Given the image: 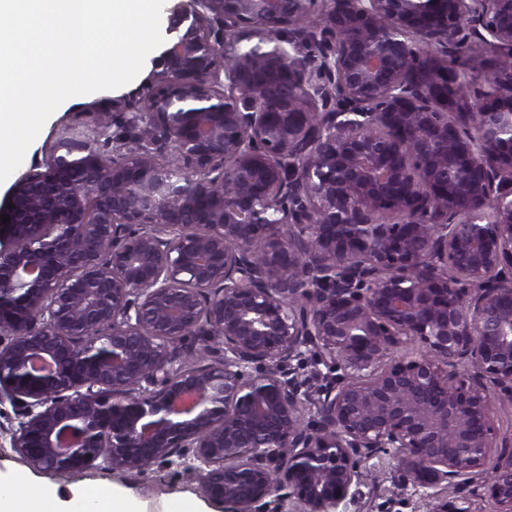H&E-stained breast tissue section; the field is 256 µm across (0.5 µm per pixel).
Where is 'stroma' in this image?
<instances>
[{"mask_svg": "<svg viewBox=\"0 0 512 512\" xmlns=\"http://www.w3.org/2000/svg\"><path fill=\"white\" fill-rule=\"evenodd\" d=\"M152 62H145L140 74L126 86L109 91L75 96L65 100L49 117L36 139L28 147L22 164L0 183V206H6L14 184L35 165L44 163L54 145L68 128L93 125L97 113H110L107 137L127 134V103L143 85L150 83ZM18 423L10 402L0 403V476L21 479L25 488L41 491L58 489L62 499L94 491L108 485L114 496L132 502L137 512H171L183 500L193 502L197 512H216L200 493L197 481L188 476H173L164 470L146 473L112 472L91 468L80 474L44 472L33 469L10 445V432ZM367 472L362 495L349 503L346 512H431L432 502L412 489L403 488L402 475L391 455L379 453L363 465Z\"/></svg>", "mask_w": 512, "mask_h": 512, "instance_id": "35a3bbf8", "label": "stroma"}]
</instances>
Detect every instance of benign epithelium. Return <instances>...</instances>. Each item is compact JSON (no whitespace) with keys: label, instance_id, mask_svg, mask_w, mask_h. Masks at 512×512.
Segmentation results:
<instances>
[{"label":"benign epithelium","instance_id":"7a95c632","mask_svg":"<svg viewBox=\"0 0 512 512\" xmlns=\"http://www.w3.org/2000/svg\"><path fill=\"white\" fill-rule=\"evenodd\" d=\"M166 12L132 133L62 139L0 212L11 448L188 458L224 512H341L382 451L431 512L471 475L512 512V0Z\"/></svg>","mask_w":512,"mask_h":512}]
</instances>
